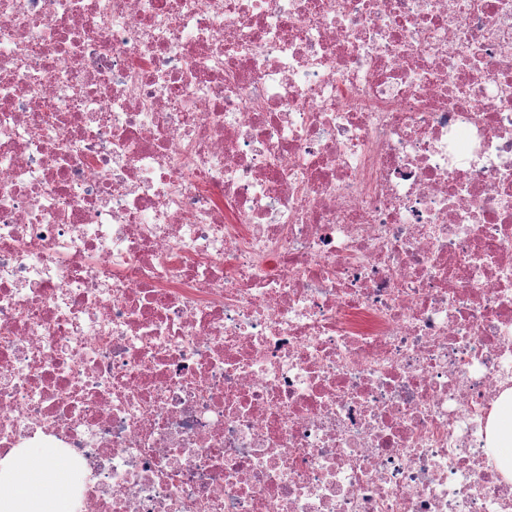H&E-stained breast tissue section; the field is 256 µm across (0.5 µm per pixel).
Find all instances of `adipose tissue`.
I'll list each match as a JSON object with an SVG mask.
<instances>
[{"mask_svg": "<svg viewBox=\"0 0 512 512\" xmlns=\"http://www.w3.org/2000/svg\"><path fill=\"white\" fill-rule=\"evenodd\" d=\"M73 480L55 464L53 449H25L0 466V512H65Z\"/></svg>", "mask_w": 512, "mask_h": 512, "instance_id": "obj_1", "label": "adipose tissue"}]
</instances>
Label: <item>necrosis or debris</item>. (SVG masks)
Returning <instances> with one entry per match:
<instances>
[{"label":"necrosis or debris","mask_w":512,"mask_h":512,"mask_svg":"<svg viewBox=\"0 0 512 512\" xmlns=\"http://www.w3.org/2000/svg\"><path fill=\"white\" fill-rule=\"evenodd\" d=\"M512 0H0V461L68 512H512ZM492 437H495L490 448L494 449L498 460L512 464V394L511 399H502V410L492 424ZM54 454L52 448H25L13 463L3 464L0 512H65L74 476L57 467Z\"/></svg>","instance_id":"4bbe7bcc"}]
</instances>
